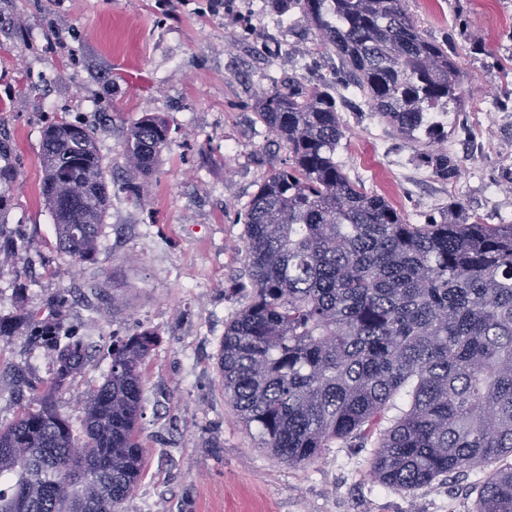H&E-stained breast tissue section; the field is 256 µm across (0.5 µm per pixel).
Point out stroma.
Wrapping results in <instances>:
<instances>
[{
    "label": "stroma",
    "instance_id": "35a3bbf8",
    "mask_svg": "<svg viewBox=\"0 0 512 512\" xmlns=\"http://www.w3.org/2000/svg\"><path fill=\"white\" fill-rule=\"evenodd\" d=\"M425 32L456 49L466 109L448 116L460 162L444 182L419 167L417 143L357 101L342 107L338 158L348 179L384 195L411 223H512V108L495 102L512 68V0H403ZM339 61L299 10L271 0H0V426L24 402L16 374L49 382L52 354L22 318L63 299L68 329L89 348L81 375L55 390L80 426L112 343L143 330L156 343L142 372V475L120 512H471L483 471L409 494L370 473L373 438L292 467L258 447L224 395L218 357L226 324L246 305L245 214L259 184L288 161L255 109L295 77L328 85ZM161 116L170 141L154 172L130 161L128 131ZM67 117L90 127L109 186L94 261L56 247L40 194L43 131Z\"/></svg>",
    "mask_w": 512,
    "mask_h": 512
}]
</instances>
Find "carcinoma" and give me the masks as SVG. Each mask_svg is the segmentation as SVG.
Segmentation results:
<instances>
[{
  "label": "carcinoma",
  "instance_id": "carcinoma-1",
  "mask_svg": "<svg viewBox=\"0 0 512 512\" xmlns=\"http://www.w3.org/2000/svg\"><path fill=\"white\" fill-rule=\"evenodd\" d=\"M333 48L369 110L413 142L419 163L452 181L445 118L464 110L448 43L425 35L402 0H281ZM258 120L288 152L247 206V304L226 325L224 395L258 447L291 466L336 442L377 434L371 473L411 492L512 456V224H412L385 196L352 183L336 161L344 138L336 89L295 78L267 93ZM170 130L144 116L129 130L150 176ZM41 194L60 251L95 260L109 206L93 130L61 119L43 133ZM31 340L55 353L48 389L30 387L0 428V512H114L141 475L137 435L151 332L112 343L103 383L85 404L78 441L50 392L87 357L78 340L25 312ZM397 414L380 428L385 412ZM80 456H74V450ZM473 512H512V464L477 486Z\"/></svg>",
  "mask_w": 512,
  "mask_h": 512
}]
</instances>
